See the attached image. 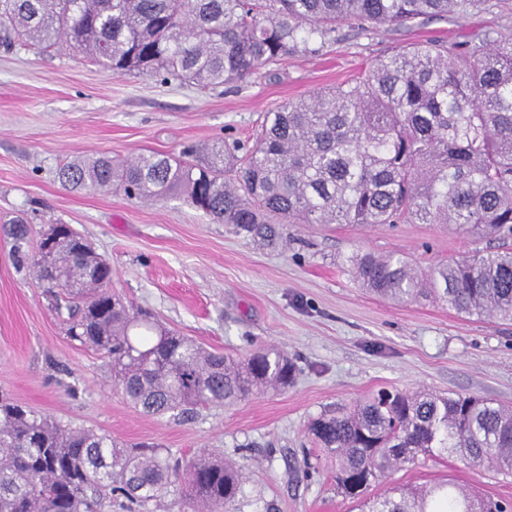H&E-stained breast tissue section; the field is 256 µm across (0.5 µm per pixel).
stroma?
I'll return each instance as SVG.
<instances>
[{
  "mask_svg": "<svg viewBox=\"0 0 512 512\" xmlns=\"http://www.w3.org/2000/svg\"><path fill=\"white\" fill-rule=\"evenodd\" d=\"M512 33V0L410 28L344 23L318 53L296 55L217 89L115 75L82 54L0 43V393L62 423L155 443L187 465L201 452L249 478L255 512H350L334 467L315 448L311 420L379 388L470 393L512 407V322L468 318L430 303L394 304L366 293L345 268L355 252L396 253L421 268L460 260L489 243L443 224H287L284 248L256 246L184 200L64 187L72 157L177 154L192 144H253L269 113L356 76L397 47ZM30 221L28 250L50 225H71L112 266V290L134 308L235 357L287 352L292 385L189 418L130 405L106 358L67 336L51 299L18 262L6 221ZM460 474L512 499V478L469 471L453 457L406 466L394 481L421 486Z\"/></svg>",
  "mask_w": 512,
  "mask_h": 512,
  "instance_id": "stroma-1",
  "label": "stroma"
}]
</instances>
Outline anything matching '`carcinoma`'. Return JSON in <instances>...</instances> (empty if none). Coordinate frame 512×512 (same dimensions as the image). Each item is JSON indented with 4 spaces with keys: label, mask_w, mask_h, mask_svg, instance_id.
<instances>
[{
    "label": "carcinoma",
    "mask_w": 512,
    "mask_h": 512,
    "mask_svg": "<svg viewBox=\"0 0 512 512\" xmlns=\"http://www.w3.org/2000/svg\"><path fill=\"white\" fill-rule=\"evenodd\" d=\"M478 0H0V32L49 49H76L114 74L224 86L288 56L313 54L336 31L404 27L468 13ZM463 48L411 43L353 80L290 101L261 125L242 157L212 146L203 157L141 154L118 165L75 157L58 170L73 189L131 199H184L239 236L277 248L284 224H454L482 238L512 237V34ZM13 224V250L59 297L71 340L112 364L124 398L149 415H193L286 388L295 367L284 351L259 348L243 360L205 350L111 291L112 266L88 265L79 247L61 251V296L40 251L23 250L27 219ZM359 287L404 304L431 301L468 316L512 321V249L418 271L404 256L354 253ZM335 462L336 489L358 512H509L512 504L453 478L399 484L368 497L376 481L417 456H454L467 467L512 476V409L474 394L383 389L340 415L309 425ZM247 479L201 454L186 468L153 444L119 447L112 436L58 424L0 397V512H146L176 487L193 512H243Z\"/></svg>",
    "instance_id": "carcinoma-1"
}]
</instances>
